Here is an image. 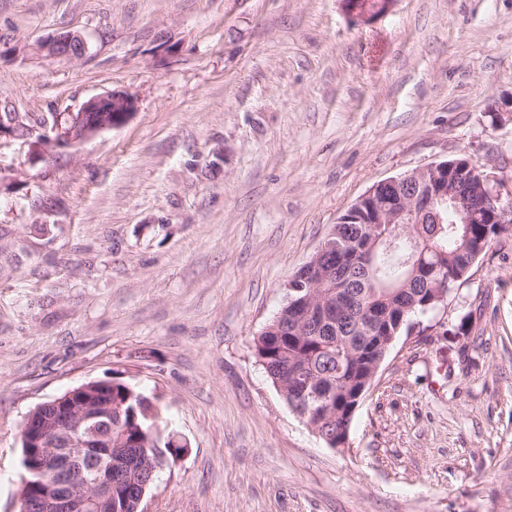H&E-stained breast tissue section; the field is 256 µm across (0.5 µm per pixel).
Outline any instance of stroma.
<instances>
[{
    "instance_id": "35a3bbf8",
    "label": "stroma",
    "mask_w": 512,
    "mask_h": 512,
    "mask_svg": "<svg viewBox=\"0 0 512 512\" xmlns=\"http://www.w3.org/2000/svg\"><path fill=\"white\" fill-rule=\"evenodd\" d=\"M67 30L86 56L30 54ZM0 46V112L137 102L47 156L0 139V512L29 411L113 379L188 445L149 512H512V223L394 341L345 447L253 347L376 182L458 156L512 180V0H0ZM395 0H343L346 12L357 21L367 22L388 13Z\"/></svg>"
}]
</instances>
